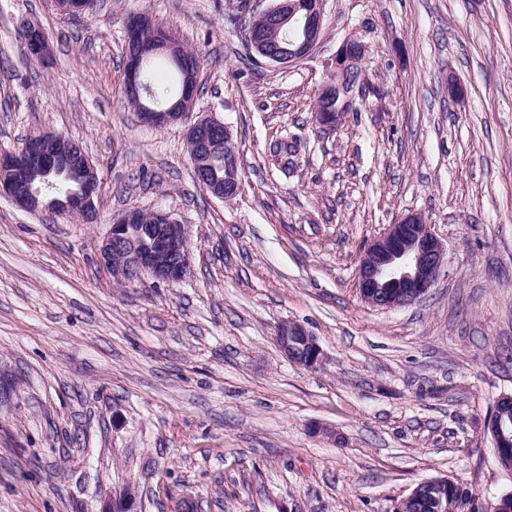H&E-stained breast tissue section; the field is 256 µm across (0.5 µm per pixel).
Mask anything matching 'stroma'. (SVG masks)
<instances>
[{
  "label": "stroma",
  "mask_w": 512,
  "mask_h": 512,
  "mask_svg": "<svg viewBox=\"0 0 512 512\" xmlns=\"http://www.w3.org/2000/svg\"><path fill=\"white\" fill-rule=\"evenodd\" d=\"M270 3L0 0V153L52 131L99 180L91 224L0 196V512H99L126 488L135 512H392L435 477L512 490L487 431L512 395V0H324L321 43L286 67L245 48V9ZM139 15L199 61L193 112L161 129L126 99ZM24 20L48 59H25ZM350 37L364 84L323 128L313 105ZM206 115L239 157L229 202L193 177ZM284 136L287 173L269 156ZM130 208L188 224L181 281L113 282L100 247ZM412 212L447 264L420 301L374 308L363 249ZM288 321L320 368L279 350ZM275 341L291 363L312 370L322 365V351L314 336L302 325L290 321L281 324Z\"/></svg>",
  "instance_id": "35a3bbf8"
}]
</instances>
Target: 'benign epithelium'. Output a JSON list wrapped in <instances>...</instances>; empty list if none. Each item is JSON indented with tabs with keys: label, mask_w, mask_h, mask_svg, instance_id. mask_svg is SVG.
<instances>
[{
	"label": "benign epithelium",
	"mask_w": 512,
	"mask_h": 512,
	"mask_svg": "<svg viewBox=\"0 0 512 512\" xmlns=\"http://www.w3.org/2000/svg\"><path fill=\"white\" fill-rule=\"evenodd\" d=\"M323 0H272L271 5L257 15V21L273 23L281 19L295 20L303 28V41L296 49L279 50L273 39L246 32L255 53L266 61L278 65H291L310 56L320 43L323 34ZM26 34L24 53L30 60H42L49 53L46 34L39 24L24 22ZM126 42L132 47L125 69V83L140 82L142 60L152 53H163L177 60L189 77L198 70V59L175 39L144 43L141 41L139 19L132 20L127 28ZM367 46L357 38L345 40L337 49L333 66L323 85L333 87L348 101L355 99L352 88L356 85L353 75L360 72L361 61ZM194 95L184 87L177 107L147 109L141 120L155 128L179 121L192 110ZM316 121L323 127H334L342 122L341 111L325 112L315 106ZM223 139L224 151H234L231 133L222 122L212 118L199 119L188 129V146L192 161L199 174H204L215 149L216 139ZM60 139L55 135L42 137L19 154L0 157V195L29 206L34 212L48 210L39 206L40 189L33 187L23 176L28 162H38L45 169L58 163ZM97 181H89L75 198L76 206L67 208L72 213L93 210ZM212 196L231 200L240 191L238 170L224 161V181L209 185ZM142 212L128 210L112 218L100 250V260L112 272L113 280L126 282L133 271L161 283H174L185 274L190 264L188 248L189 226L173 214L157 211L148 214L150 223H140ZM447 254L442 240L432 225L417 213H411L390 224L365 247L356 272V285L361 298L368 304L389 309L414 304L421 300L437 283ZM275 341L288 360L306 369L322 365L323 355L314 336L302 325L285 322L278 328ZM512 408V396L504 395L496 403L489 420L494 448H507L512 443L501 431L502 410ZM133 497L130 492L115 493L104 502L100 512H132Z\"/></svg>",
	"instance_id": "7a95c632"
}]
</instances>
